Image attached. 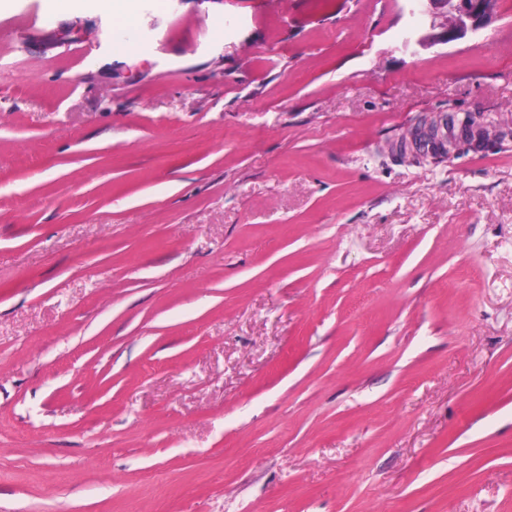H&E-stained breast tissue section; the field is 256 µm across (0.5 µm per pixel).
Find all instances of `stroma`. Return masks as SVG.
<instances>
[{"mask_svg":"<svg viewBox=\"0 0 512 512\" xmlns=\"http://www.w3.org/2000/svg\"><path fill=\"white\" fill-rule=\"evenodd\" d=\"M445 28L0 0V512H512V0ZM79 1L93 2V6L122 22L130 23L137 15V0H44L51 14L63 13L79 5ZM438 123H433L427 130H415L407 140L408 148L406 151H420L422 145L426 143L431 147V151L436 155L448 154L451 149L464 145L469 148H479L483 143V135L480 131L474 129L469 120L460 124L457 136L452 139L444 140L438 137ZM435 144L436 149L433 148Z\"/></svg>","mask_w":512,"mask_h":512,"instance_id":"1","label":"stroma"}]
</instances>
